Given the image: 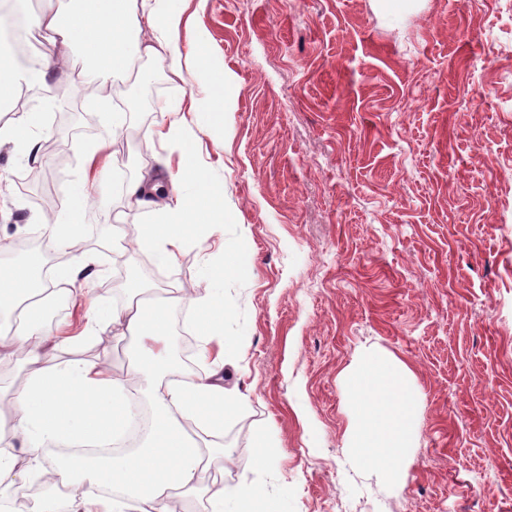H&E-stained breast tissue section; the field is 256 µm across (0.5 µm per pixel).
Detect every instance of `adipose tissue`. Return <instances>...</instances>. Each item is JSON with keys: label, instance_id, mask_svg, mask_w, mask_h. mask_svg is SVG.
<instances>
[{"label": "adipose tissue", "instance_id": "adipose-tissue-1", "mask_svg": "<svg viewBox=\"0 0 512 512\" xmlns=\"http://www.w3.org/2000/svg\"><path fill=\"white\" fill-rule=\"evenodd\" d=\"M36 22L56 33L60 42L42 54L38 69H17L0 54V103L11 99L22 85L44 80L57 65L60 47L79 43L84 56L100 76L127 70L134 55L143 54L172 66L181 62L203 64L208 44L197 42L182 49L175 39L182 22L169 0H79L77 9L60 13L45 6ZM160 137L180 157V176L192 184L193 194L167 198L151 175L128 182L125 197L130 207L152 215L148 224L132 229L139 249L162 263L172 262L176 251L191 236L215 233L234 219L224 207L223 194L208 186L205 173L194 160L195 134L175 117L163 120ZM43 265L33 253L21 265L0 272V320L14 321L10 353L45 356V315L50 297L41 296L33 275ZM170 300L192 308L197 335L204 342L224 336V297H190L176 288ZM109 321L124 325L136 342L133 372L152 400L153 424L134 452L102 458L89 464L90 448H107L124 432L133 412L127 404L126 378L109 373L101 364L74 359L47 364L34 371L17 393L11 428L27 437V458L0 448V495L29 479L71 486L67 512H91L99 490L116 491L107 512H123L124 497H133L138 512H175V492H205L210 512H277L263 490L242 484L232 488L206 486L202 477L215 451L201 446L186 430V422L221 435L224 422L239 409L240 396L224 388L219 369L204 375H184L167 353L168 319L164 308L129 303L113 309ZM354 419L351 452L358 460L396 477L398 462L410 446L415 395L405 370L378 356L361 359L351 374ZM72 447L68 460L55 469L41 467L38 454L50 443Z\"/></svg>", "mask_w": 512, "mask_h": 512}]
</instances>
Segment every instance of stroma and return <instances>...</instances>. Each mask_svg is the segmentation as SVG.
<instances>
[{"instance_id":"35a3bbf8","label":"stroma","mask_w":512,"mask_h":512,"mask_svg":"<svg viewBox=\"0 0 512 512\" xmlns=\"http://www.w3.org/2000/svg\"><path fill=\"white\" fill-rule=\"evenodd\" d=\"M181 46L205 38L208 69L134 56L111 83L152 97L123 115L91 106L104 81L78 47L34 85L33 133L62 154L28 159L0 145V269L53 224L80 222L64 261L87 262L63 310L80 340L58 362L84 359L118 374L135 341L110 326L87 335L97 308L116 306L111 253L138 279L203 296L205 269L241 246L249 274L224 280V334L235 342L224 386L241 394L225 420L224 485L263 488L281 512H512V0H177ZM223 73L226 95L209 72ZM180 105L198 136L196 161L235 223L197 236L145 273L126 227L117 155L132 176L191 184L169 167L155 132ZM223 112L205 126L204 115ZM99 167H90V148ZM35 170L42 188L21 189ZM85 188L91 203L74 211ZM380 354L403 366L417 398L413 440L397 480L349 451L347 375ZM266 429L279 454L258 465Z\"/></svg>"}]
</instances>
